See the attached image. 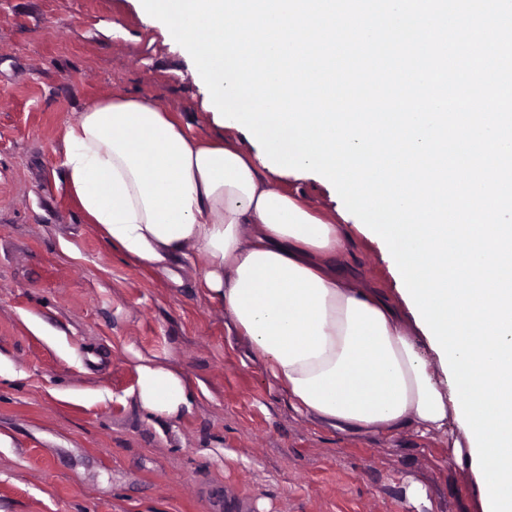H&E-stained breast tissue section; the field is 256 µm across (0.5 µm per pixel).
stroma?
Segmentation results:
<instances>
[{
    "instance_id": "35a3bbf8",
    "label": "stroma",
    "mask_w": 512,
    "mask_h": 512,
    "mask_svg": "<svg viewBox=\"0 0 512 512\" xmlns=\"http://www.w3.org/2000/svg\"><path fill=\"white\" fill-rule=\"evenodd\" d=\"M142 0H0V512H477L475 477L447 437L414 428L340 433L290 406L229 335L202 273L176 277L114 251L60 182L62 130L115 94L153 98L192 131L265 152L218 126L190 46L164 37ZM276 187L335 219L343 202L314 172ZM339 252L395 290L385 242L351 228ZM203 385L196 410L153 423L136 355ZM425 497L410 499V484Z\"/></svg>"
}]
</instances>
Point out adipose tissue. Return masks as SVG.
Segmentation results:
<instances>
[{
  "mask_svg": "<svg viewBox=\"0 0 512 512\" xmlns=\"http://www.w3.org/2000/svg\"><path fill=\"white\" fill-rule=\"evenodd\" d=\"M226 0H146L168 32L208 20L195 70L216 120L246 108L239 67L223 62ZM327 18L281 5L246 16L261 30L323 28ZM266 154L190 134L147 98L113 96L63 129L62 179L79 210L124 257L154 271L199 266L228 332L244 339L297 411L341 432L377 434L412 426L442 432L456 412L417 349L422 330L390 294L361 281L336 248L348 228L312 214L267 173L324 165L302 149L296 118L254 121ZM138 405L148 420L193 413L194 383L139 357Z\"/></svg>",
  "mask_w": 512,
  "mask_h": 512,
  "instance_id": "adipose-tissue-1",
  "label": "adipose tissue"
}]
</instances>
